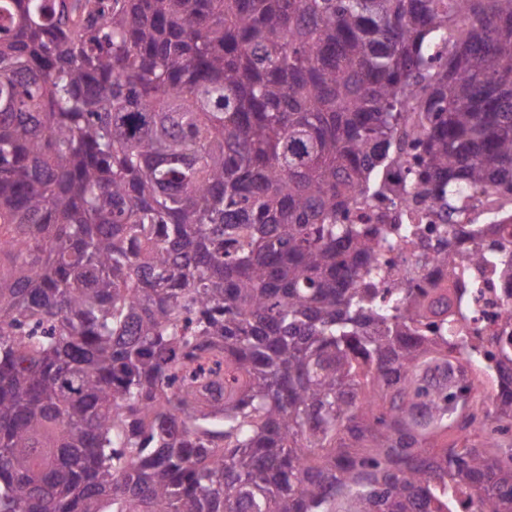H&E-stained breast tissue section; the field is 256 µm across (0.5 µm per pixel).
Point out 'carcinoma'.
<instances>
[{"mask_svg":"<svg viewBox=\"0 0 512 512\" xmlns=\"http://www.w3.org/2000/svg\"><path fill=\"white\" fill-rule=\"evenodd\" d=\"M408 170L512 190V0H0V512H512Z\"/></svg>","mask_w":512,"mask_h":512,"instance_id":"obj_1","label":"carcinoma"}]
</instances>
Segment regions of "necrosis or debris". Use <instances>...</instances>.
Segmentation results:
<instances>
[{"label":"necrosis or debris","instance_id":"1","mask_svg":"<svg viewBox=\"0 0 512 512\" xmlns=\"http://www.w3.org/2000/svg\"><path fill=\"white\" fill-rule=\"evenodd\" d=\"M469 207L472 223L465 238L445 216L400 192L375 206L353 210L351 220L378 223L385 229L374 261L380 269L374 287L455 288L456 316L467 335L507 336L512 334V289L505 286V266L512 263V235L493 223L496 211L488 191H471ZM449 245L470 254L491 251L497 261L448 269L437 263L436 256Z\"/></svg>","mask_w":512,"mask_h":512}]
</instances>
